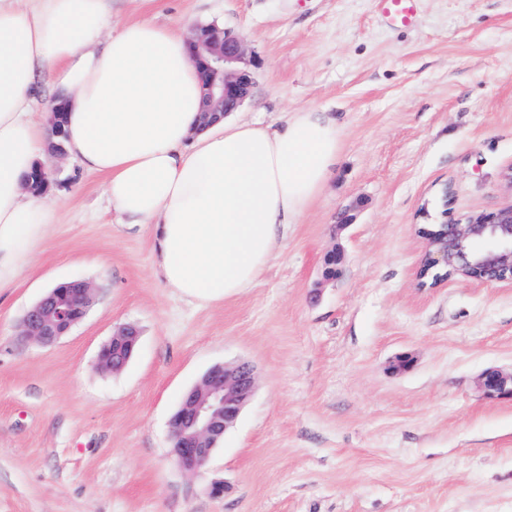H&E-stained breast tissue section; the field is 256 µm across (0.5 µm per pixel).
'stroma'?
<instances>
[{
	"mask_svg": "<svg viewBox=\"0 0 512 512\" xmlns=\"http://www.w3.org/2000/svg\"><path fill=\"white\" fill-rule=\"evenodd\" d=\"M140 17L229 30L253 73L245 118L337 114L339 161L256 284L203 307L166 288L101 175L47 159L56 221L0 288V512H512V395L478 387L512 370V281L421 287L416 230L512 201V0H420L405 28L375 0H115V24ZM74 279L94 287L86 318L18 343L27 308ZM124 324L138 350L102 371ZM238 361L255 392L185 473L170 418ZM139 338L140 334L136 327L132 325L117 327L99 352L100 369L112 373L121 371L132 358Z\"/></svg>",
	"mask_w": 512,
	"mask_h": 512,
	"instance_id": "obj_1",
	"label": "stroma"
}]
</instances>
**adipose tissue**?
<instances>
[{
    "mask_svg": "<svg viewBox=\"0 0 512 512\" xmlns=\"http://www.w3.org/2000/svg\"><path fill=\"white\" fill-rule=\"evenodd\" d=\"M181 30L112 26V0H0V286L55 211L25 177L45 160L40 103L66 104V149L104 176L120 224L147 229L166 287L207 306L252 287L339 158L328 112L202 126Z\"/></svg>",
    "mask_w": 512,
    "mask_h": 512,
    "instance_id": "ef3b65f1",
    "label": "adipose tissue"
}]
</instances>
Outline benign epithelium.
Segmentation results:
<instances>
[{
	"label": "benign epithelium",
	"mask_w": 512,
	"mask_h": 512,
	"mask_svg": "<svg viewBox=\"0 0 512 512\" xmlns=\"http://www.w3.org/2000/svg\"><path fill=\"white\" fill-rule=\"evenodd\" d=\"M189 48L204 83V114L233 111L251 92L253 75L245 63V48L230 32L214 24L192 29ZM65 104L52 109L53 158L65 155L61 115ZM25 187L45 194L50 187L48 169L35 167ZM426 266H441L466 277L475 268L483 282L512 281V201L491 212L470 214L447 223L436 242L427 243ZM94 296L91 283L71 280L48 291L26 312L18 341L51 346L69 335L87 315ZM140 334L132 325L119 326L99 352L101 370L119 372L132 358ZM488 396L512 395V372L485 371L478 382ZM256 387L254 367L245 361L216 364L187 390L170 419L171 454L178 466L198 473L207 465L226 430L236 421Z\"/></svg>",
	"instance_id": "benign-epithelium-1"
}]
</instances>
